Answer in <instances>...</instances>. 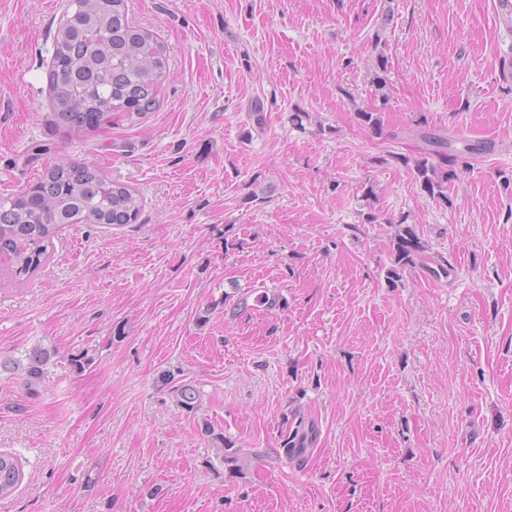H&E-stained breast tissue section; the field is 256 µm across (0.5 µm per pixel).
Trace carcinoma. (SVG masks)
<instances>
[{
	"instance_id": "carcinoma-1",
	"label": "carcinoma",
	"mask_w": 512,
	"mask_h": 512,
	"mask_svg": "<svg viewBox=\"0 0 512 512\" xmlns=\"http://www.w3.org/2000/svg\"><path fill=\"white\" fill-rule=\"evenodd\" d=\"M126 0H68V7L54 35L55 57L48 73L53 115L57 125L69 132H93L120 118L140 117L155 110L158 93L168 78L164 44L150 31L133 24ZM358 120L376 133L382 132L381 115L357 112ZM427 145L416 162L424 191L434 199L448 201V183L457 175L458 157L448 154V138L421 131ZM139 212L134 190L115 182L99 167L69 162L43 173L30 192L0 200V255L10 257L11 266L0 280L21 282L50 257L54 237L68 224L123 225L133 223ZM423 245L406 226L393 241L390 278L397 269L413 266L421 258ZM239 305L248 308L286 307L280 295L266 290L241 294ZM50 353L34 350L26 366H4L21 372L25 389L35 394L45 379ZM177 403L196 410V393L190 384H175L171 375L162 378ZM207 442L223 449V460L239 475L249 470V453L230 446L224 433L210 424L202 429ZM316 438L314 426L300 421L284 443L285 456L302 457ZM23 472L18 459L0 452V499L11 496Z\"/></svg>"
}]
</instances>
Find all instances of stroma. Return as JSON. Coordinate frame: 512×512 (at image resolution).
Returning a JSON list of instances; mask_svg holds the SVG:
<instances>
[{"label":"stroma","instance_id":"stroma-1","mask_svg":"<svg viewBox=\"0 0 512 512\" xmlns=\"http://www.w3.org/2000/svg\"><path fill=\"white\" fill-rule=\"evenodd\" d=\"M67 4L0 0V199L78 160L139 213L67 227L0 288V360L51 353L34 395L0 369V452L23 472L0 512H512L500 0H126L169 77L155 111L84 136L56 124L46 80ZM372 109L382 134L357 118ZM416 127L488 145L447 201L416 177ZM403 224L447 276L389 282ZM250 288L288 305L236 310ZM302 419L317 437L295 463L278 450ZM208 423L259 452L246 476ZM173 379L171 374H167L162 378V381L165 386L170 385V393L176 398L181 408L186 409L188 412L195 411L197 399L194 387L190 384H173Z\"/></svg>","mask_w":512,"mask_h":512}]
</instances>
